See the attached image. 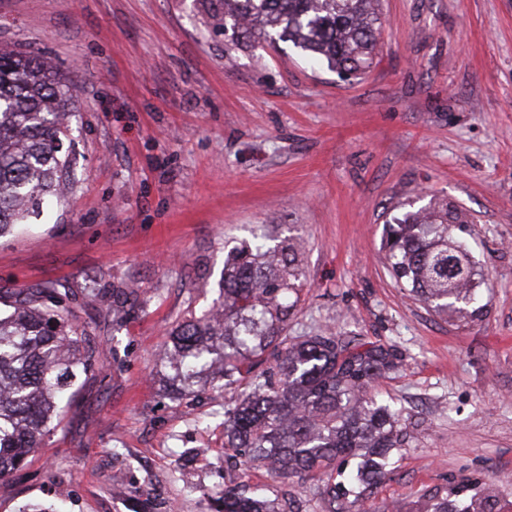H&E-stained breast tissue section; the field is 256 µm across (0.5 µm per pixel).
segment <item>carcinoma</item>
<instances>
[{
	"label": "carcinoma",
	"instance_id": "obj_1",
	"mask_svg": "<svg viewBox=\"0 0 512 512\" xmlns=\"http://www.w3.org/2000/svg\"><path fill=\"white\" fill-rule=\"evenodd\" d=\"M212 18L236 45L259 32L288 41L349 77L373 60L379 0H209ZM75 86L40 57L0 48V238L49 197L63 195ZM469 223L459 206L436 200L387 225L384 247L397 280L446 316L475 317L476 273L454 231ZM303 287L290 243L257 235L226 251L208 311L190 314L170 332L169 386L220 380L236 390L224 407V447L288 478L357 456V470L333 486L354 496L378 483L391 451L403 443L401 411L372 387L398 365L395 350L326 330L288 335ZM76 294L48 282L0 291V481L26 465L57 429L76 382L95 357L89 322L73 308ZM140 303L136 289L113 286L112 312ZM218 512H272L255 495L217 493ZM425 512H496L493 496L432 498Z\"/></svg>",
	"mask_w": 512,
	"mask_h": 512
}]
</instances>
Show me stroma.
<instances>
[{
    "label": "stroma",
    "instance_id": "35a3bbf8",
    "mask_svg": "<svg viewBox=\"0 0 512 512\" xmlns=\"http://www.w3.org/2000/svg\"><path fill=\"white\" fill-rule=\"evenodd\" d=\"M378 54L344 80L292 43L231 46L205 0H0V46L75 85L71 187L0 238V289L96 278V371L34 460L0 483V512H216L215 491L276 512H419L485 489L512 512V0H380ZM445 198L477 270L479 317L450 319L392 276L393 217ZM270 232L300 242L292 336L330 328L391 347L375 392L407 432L356 503L329 472L282 479L224 448L225 389L167 392L169 331L217 296L224 249ZM122 476L114 486V476ZM141 304L140 297L135 288L127 284L114 285L112 289V312L113 315H119L125 312V307L132 308L134 305Z\"/></svg>",
    "mask_w": 512,
    "mask_h": 512
}]
</instances>
